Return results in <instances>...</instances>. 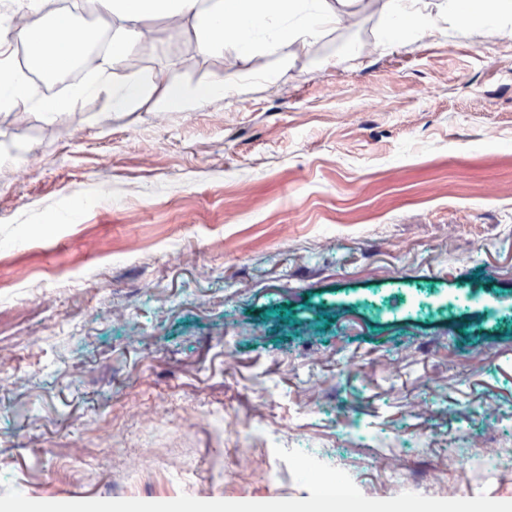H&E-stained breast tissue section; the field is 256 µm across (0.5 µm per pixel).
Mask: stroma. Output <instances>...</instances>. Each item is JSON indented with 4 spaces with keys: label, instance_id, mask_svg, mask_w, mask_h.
I'll list each match as a JSON object with an SVG mask.
<instances>
[{
    "label": "stroma",
    "instance_id": "obj_1",
    "mask_svg": "<svg viewBox=\"0 0 512 512\" xmlns=\"http://www.w3.org/2000/svg\"><path fill=\"white\" fill-rule=\"evenodd\" d=\"M426 3L430 37L387 45L385 0H360L284 60L152 19L131 108L0 110V307L26 306L0 369L29 379L0 380V512L195 501L228 474L304 507L295 448L369 508L416 501L400 472L512 504V471L448 468L465 432L512 449V44ZM218 75L223 98L166 106Z\"/></svg>",
    "mask_w": 512,
    "mask_h": 512
}]
</instances>
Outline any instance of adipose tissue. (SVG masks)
I'll list each match as a JSON object with an SVG mask.
<instances>
[{
    "mask_svg": "<svg viewBox=\"0 0 512 512\" xmlns=\"http://www.w3.org/2000/svg\"><path fill=\"white\" fill-rule=\"evenodd\" d=\"M356 0H99L101 13L112 20L108 47L99 53L87 81L70 87L65 96L45 99L30 84L32 71L65 73L72 63L70 38L76 29L68 13L48 18L40 0H24L17 31L26 43L28 65L15 66L12 42L0 36V108L32 105L55 114L91 96L106 95L112 109L123 110L146 91L143 80L122 74L127 54L142 38V23L161 18L172 26L191 25L196 48L204 54L232 47L240 54L261 51L287 56L292 45L317 40L332 25L344 23ZM434 25L419 0H387L382 36L396 44L408 33L432 34Z\"/></svg>",
    "mask_w": 512,
    "mask_h": 512,
    "instance_id": "ef3b65f1",
    "label": "adipose tissue"
}]
</instances>
